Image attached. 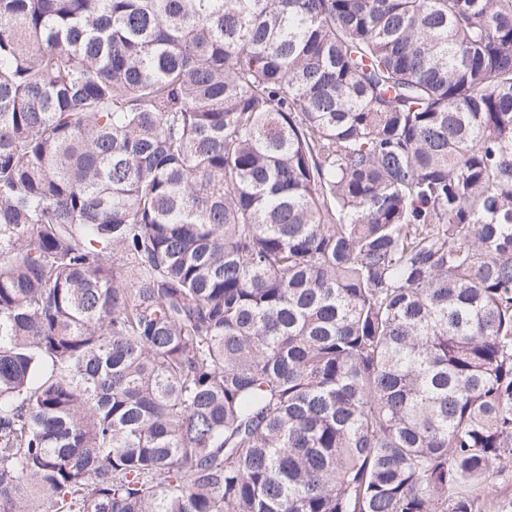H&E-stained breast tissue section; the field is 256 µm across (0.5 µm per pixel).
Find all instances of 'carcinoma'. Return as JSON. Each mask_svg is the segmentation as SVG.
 <instances>
[{"mask_svg":"<svg viewBox=\"0 0 512 512\" xmlns=\"http://www.w3.org/2000/svg\"><path fill=\"white\" fill-rule=\"evenodd\" d=\"M0 512H512V0H0Z\"/></svg>","mask_w":512,"mask_h":512,"instance_id":"carcinoma-1","label":"carcinoma"}]
</instances>
